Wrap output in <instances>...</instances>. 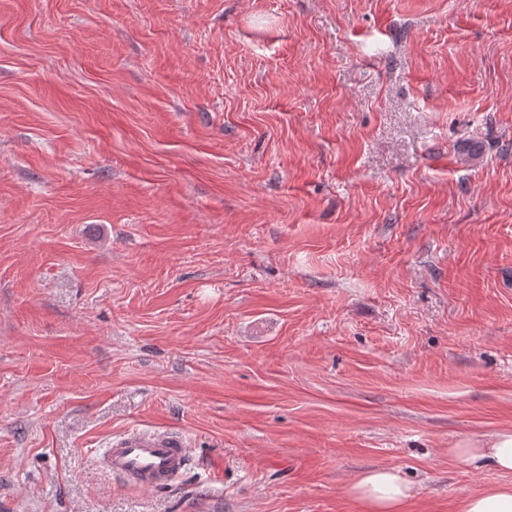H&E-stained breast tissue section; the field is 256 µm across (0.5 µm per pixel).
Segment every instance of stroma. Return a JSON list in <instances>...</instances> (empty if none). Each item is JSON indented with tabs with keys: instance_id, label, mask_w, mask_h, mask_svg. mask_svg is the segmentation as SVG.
<instances>
[{
	"instance_id": "stroma-1",
	"label": "stroma",
	"mask_w": 512,
	"mask_h": 512,
	"mask_svg": "<svg viewBox=\"0 0 512 512\" xmlns=\"http://www.w3.org/2000/svg\"><path fill=\"white\" fill-rule=\"evenodd\" d=\"M506 428L512 0H0V512H457ZM188 454L182 434L132 429L113 439L95 461L114 477L154 488L173 482L182 473ZM450 454L465 461L488 459L503 473H512V429H501L482 441H464ZM350 492L364 505L366 512H403L413 495L411 487L398 473L388 469L359 476L351 484Z\"/></svg>"
}]
</instances>
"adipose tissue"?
Segmentation results:
<instances>
[{"label":"adipose tissue","instance_id":"ef3b65f1","mask_svg":"<svg viewBox=\"0 0 512 512\" xmlns=\"http://www.w3.org/2000/svg\"><path fill=\"white\" fill-rule=\"evenodd\" d=\"M453 456L466 460H489L504 473H512V429H501L481 441H464ZM351 494L366 512H403L412 496L411 487L397 472L380 469L359 476ZM458 512H512V485H492L463 497Z\"/></svg>","mask_w":512,"mask_h":512}]
</instances>
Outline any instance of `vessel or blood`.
<instances>
[{
    "label": "vessel or blood",
    "instance_id": "obj_1",
    "mask_svg": "<svg viewBox=\"0 0 512 512\" xmlns=\"http://www.w3.org/2000/svg\"><path fill=\"white\" fill-rule=\"evenodd\" d=\"M188 454L187 440L181 434L133 429L113 439L96 463L132 485L154 488L173 482Z\"/></svg>",
    "mask_w": 512,
    "mask_h": 512
}]
</instances>
